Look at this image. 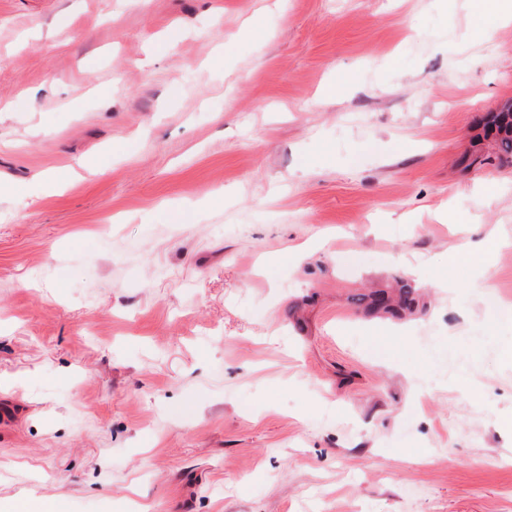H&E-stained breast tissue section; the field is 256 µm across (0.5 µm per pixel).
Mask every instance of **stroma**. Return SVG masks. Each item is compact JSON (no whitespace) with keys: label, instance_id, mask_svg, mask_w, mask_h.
Segmentation results:
<instances>
[{"label":"stroma","instance_id":"35a3bbf8","mask_svg":"<svg viewBox=\"0 0 512 512\" xmlns=\"http://www.w3.org/2000/svg\"><path fill=\"white\" fill-rule=\"evenodd\" d=\"M509 101L469 0H0V512H512ZM483 135L478 136L474 147L487 141L486 149L476 148L471 154L464 156V168L489 167L493 161L499 165L512 163V112H492L483 118ZM388 290L358 294L352 296L351 301L370 316L402 318L418 309L417 291L407 280L396 278Z\"/></svg>","mask_w":512,"mask_h":512}]
</instances>
